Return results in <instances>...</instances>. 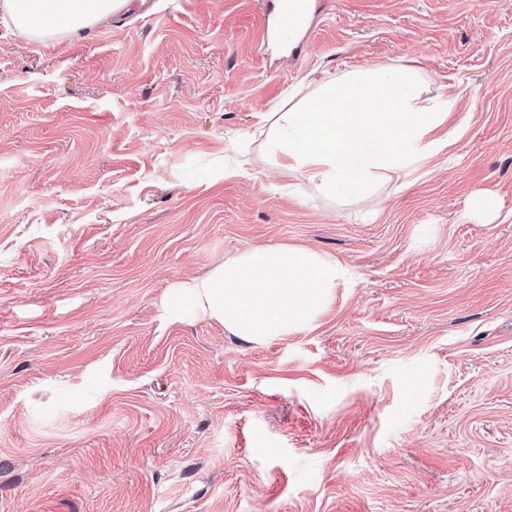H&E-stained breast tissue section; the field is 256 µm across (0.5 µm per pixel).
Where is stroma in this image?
Returning <instances> with one entry per match:
<instances>
[{"instance_id":"stroma-1","label":"stroma","mask_w":512,"mask_h":512,"mask_svg":"<svg viewBox=\"0 0 512 512\" xmlns=\"http://www.w3.org/2000/svg\"><path fill=\"white\" fill-rule=\"evenodd\" d=\"M264 3L0 11V512H512V0H322L292 59ZM378 63L457 95L455 142L347 208L272 173L262 117ZM280 244L349 272L308 329L169 314ZM128 0H4L3 8L19 35L42 39L57 34L74 33L107 17ZM52 13V26L38 28V18ZM497 208V198L492 191L475 196L470 204V214L476 218L489 219Z\"/></svg>"}]
</instances>
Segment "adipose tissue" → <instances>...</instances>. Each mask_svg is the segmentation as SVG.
Returning <instances> with one entry per match:
<instances>
[{
    "mask_svg": "<svg viewBox=\"0 0 512 512\" xmlns=\"http://www.w3.org/2000/svg\"><path fill=\"white\" fill-rule=\"evenodd\" d=\"M128 0H0L19 35L76 32ZM455 97L426 96L409 65L352 69L323 82L302 106L269 117L264 145L278 168L300 174L320 195L351 206L393 175L441 152Z\"/></svg>",
    "mask_w": 512,
    "mask_h": 512,
    "instance_id": "ef3b65f1",
    "label": "adipose tissue"
}]
</instances>
